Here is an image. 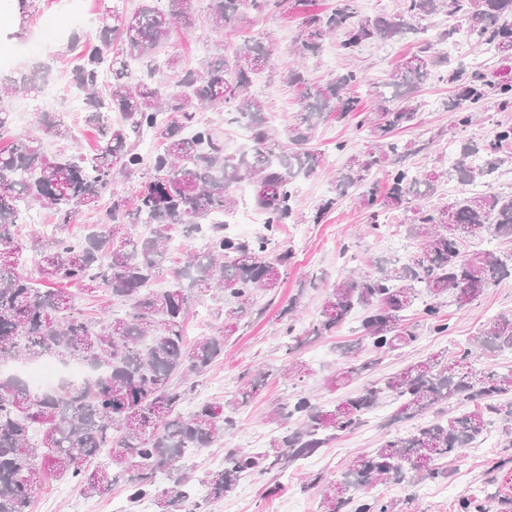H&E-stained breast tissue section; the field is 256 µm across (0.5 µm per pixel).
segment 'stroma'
<instances>
[{
    "mask_svg": "<svg viewBox=\"0 0 512 512\" xmlns=\"http://www.w3.org/2000/svg\"><path fill=\"white\" fill-rule=\"evenodd\" d=\"M333 0H300L294 8L276 16H250L243 22L226 27L223 32L225 53L234 52L244 41L263 35H272L277 45L265 70L256 76L254 91L265 101L276 130L285 131L296 110L298 90L288 84L284 76L297 57L293 51L298 38L301 17L329 9ZM35 11L27 22H20L18 14L9 7V0H0V69L16 67L30 72L37 65L47 71L46 80L32 79L27 90L10 102L11 128L14 134L24 135L33 127L38 113L54 112L69 127H82L79 140L73 141L74 150L89 154L97 144V135L85 127L82 112L69 108L59 98L60 90L71 87L77 60L69 50L73 36L94 33L95 20L102 0H34ZM67 8L74 22L50 51L34 49L35 39L42 23ZM211 22L205 8H198L192 27L178 28L166 40L161 58H178L185 67L196 66L199 46H212ZM417 36L402 40L371 42L360 48L355 56H344L336 40H326L317 60L309 62L307 74L311 81L324 83L337 74L356 70L365 82L356 89L361 110H372L375 99L372 86L388 79L400 65L416 52ZM452 85L430 81L422 85L418 100L421 107L414 125L396 130L393 139L399 145H412L413 154L407 155V164L421 170L440 167V148L448 140L473 139L485 142L492 138L499 124L512 123V108L500 111L494 103H487L480 121L467 130H455L448 125L446 104L454 95ZM344 142L348 151H367L371 139L358 131L353 117H328L322 121L307 143V150L318 154L320 171L300 186L299 211L292 223L283 226L281 245L288 247L291 259L288 271L279 287L272 292H258L252 315L244 318L235 333L224 343V356L204 375L200 385L208 400L224 402L234 399L242 374L262 369L268 371L263 387L251 403L235 414V425L225 432L222 440L193 457L190 465L196 477L219 469L224 454L231 448H264L272 437L287 432V425L269 420V411L290 398L297 386L282 378L281 371L290 359L307 364L311 373L302 384L313 392L321 404L333 405L341 395L357 394L368 384L400 371L407 363L441 352L454 357L473 336L499 313L512 311V278L501 280L465 308L450 305L444 312L449 319L447 334L437 335L411 317L417 339L409 347L390 353L368 374L350 385L337 388L330 379L342 367L345 345L360 340L358 317L325 336L308 335L307 329L315 320L322 298L329 286L350 273H375L381 260L405 259L417 248L416 240L407 236L404 226L393 224L381 235H357L356 229L367 222V212L351 198L340 201L321 223H311L317 206L333 194V182L346 156L336 149ZM294 324L302 343L294 354H287L281 342L287 324ZM394 405L378 404L368 424L332 441L309 457L305 470L288 468L264 475L249 476L238 483L235 491L221 498H202L201 512H318L319 498L315 491L303 490L308 474L321 473L332 479H342L353 459L361 450L376 447L387 430H407L404 422H394ZM500 443H493L484 452L468 451L457 461L449 462V476L445 479L420 484H391L380 487V494L397 505L396 512H453L458 497L471 487L491 480L500 493L512 498V472L490 471L489 460L506 456ZM65 483L50 479L39 491L32 512H83L88 500L78 491H65Z\"/></svg>",
    "mask_w": 512,
    "mask_h": 512,
    "instance_id": "1",
    "label": "stroma"
}]
</instances>
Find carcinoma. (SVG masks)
Instances as JSON below:
<instances>
[{
    "mask_svg": "<svg viewBox=\"0 0 512 512\" xmlns=\"http://www.w3.org/2000/svg\"><path fill=\"white\" fill-rule=\"evenodd\" d=\"M195 4L141 0L131 14L107 6L96 34L71 41L80 60L74 83L83 122L99 133L90 155L64 149L54 156L46 153L44 137L73 139L51 112L40 115V135H14L4 103L27 78L0 79V142L10 140L0 146V366L50 356L63 365L83 363L91 371L82 381L63 379L41 392L16 374H0V512H31L49 477L69 480L87 497L103 495L122 481L133 510L151 499L157 512H199L197 486L206 487L207 497L220 498L244 477L282 471L360 425L383 400L397 404V421L429 412L432 419L405 434L386 433L377 447L356 455L343 481L316 473L305 488L316 490L322 512H393V501L367 491L391 482L448 478L445 459L460 458L491 426L512 447V371L484 367L486 357L512 349V312L490 321L453 360L435 354L410 363L359 395L339 400L331 410L320 408L307 393L296 394L273 410L275 419H295L296 429L259 451L231 448L222 468L199 480L191 476L189 459L232 428L231 414L257 394L267 373L244 374L233 401L200 403L188 414L181 412L182 405L211 363L224 355V337L248 315L257 292L279 286L290 259L289 250L275 248L279 226L295 217L300 182L321 165L304 145L323 119L356 111L353 90L364 83L356 71L323 85L309 83L304 67L288 71L286 80L299 94L294 122L281 135L272 128L264 101L251 91L256 66L267 63L276 50L269 37L245 43L230 57H206L192 69L178 68V59L171 57L165 67L173 71L174 81L162 89L146 80L152 72L139 77L128 69L132 58L154 60L173 27L191 24ZM285 5L286 0H208L207 9L218 34L252 13L273 15ZM438 14L455 17L456 24L437 40L419 43L417 52L390 75V95L374 93L377 107L357 123L373 138L372 149L348 155L333 196L313 216L317 224L338 202L354 197L370 210L371 234L382 233L389 218L397 217L420 242L407 262L346 277L325 293L307 335L327 334L360 312L361 340L373 353V359L357 364L352 359L358 347H344L351 362L331 379L337 387L415 340L404 312L419 292L428 296L421 320L444 335L449 329L442 311L446 298L461 309L497 280L512 276V253L464 245L475 232L512 242V195L492 190L493 173L512 159V125L499 126L486 143L458 142L453 164L437 172L406 166L399 145L390 140L415 119L413 101L432 79L455 86L447 109L458 128L471 126L476 110L490 99L504 108L512 104V76L450 68L448 58L436 51L438 44L465 36L502 54L504 46H512V0H402L396 13L372 19L360 17L357 0H335L330 10L303 17L296 51L313 59L323 42L336 35L339 47L351 54L365 43L420 34ZM203 107L224 113L230 122H245L257 149L236 158L224 155L220 126L198 116ZM114 112L122 123L112 122ZM143 130L158 144L148 165L138 151ZM374 166L385 170L382 192L369 178ZM118 176L141 179L134 208H128L126 198L112 195L104 222L84 238L56 234L21 242L24 214L48 207L65 226L82 209L111 195ZM444 178L463 188L480 183L485 190L435 205ZM245 180L254 185L255 205L265 215L262 232L251 239L226 234L224 223L217 221L237 209L235 191ZM136 224L154 226L153 234L133 233ZM200 233L208 238V248L190 251L172 272L170 287L147 290L160 274L170 240L189 241ZM26 247L37 256V281L16 268ZM72 282L90 292L104 288L128 309L122 316L85 315L65 288ZM206 293L221 303L224 331L191 343L185 321ZM159 474L167 477L168 486H156ZM455 512H512V500L483 485L462 494Z\"/></svg>",
    "mask_w": 512,
    "mask_h": 512,
    "instance_id": "cac0c4a2",
    "label": "carcinoma"
}]
</instances>
